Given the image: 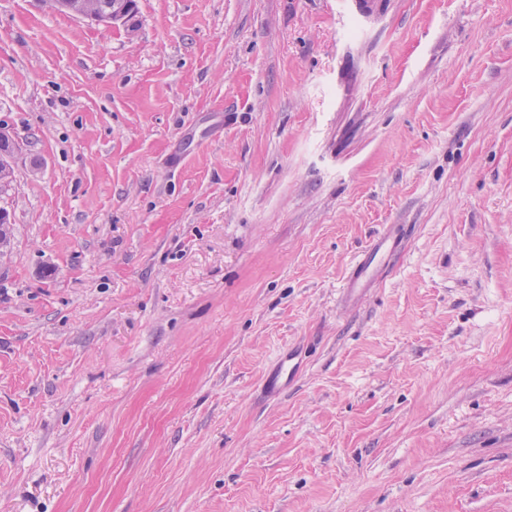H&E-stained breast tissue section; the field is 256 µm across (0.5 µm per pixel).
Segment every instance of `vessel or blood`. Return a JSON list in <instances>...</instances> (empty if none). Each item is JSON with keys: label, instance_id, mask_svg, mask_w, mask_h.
<instances>
[{"label": "vessel or blood", "instance_id": "b4317fda", "mask_svg": "<svg viewBox=\"0 0 512 512\" xmlns=\"http://www.w3.org/2000/svg\"><path fill=\"white\" fill-rule=\"evenodd\" d=\"M404 239L402 225H386L367 248L355 256L340 290L339 302L342 306L352 308L358 305L380 280L391 260L401 253ZM302 366L300 352L291 351L280 356L264 380L266 392L273 396L281 394L299 376Z\"/></svg>", "mask_w": 512, "mask_h": 512}]
</instances>
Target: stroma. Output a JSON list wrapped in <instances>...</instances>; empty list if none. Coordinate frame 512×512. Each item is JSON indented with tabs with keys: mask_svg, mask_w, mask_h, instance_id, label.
<instances>
[{
	"mask_svg": "<svg viewBox=\"0 0 512 512\" xmlns=\"http://www.w3.org/2000/svg\"><path fill=\"white\" fill-rule=\"evenodd\" d=\"M0 125V512H512V0H0ZM38 2L48 5L53 10H64L70 15L97 24L114 26L117 23L125 25L131 21V14L127 12V0H97L99 7L104 11L107 12L112 8V15L108 17L103 16L97 7L89 5L86 0H38ZM0 142L7 145V149L0 152V190L3 193L13 181V164L21 151V142L7 134L3 127H0ZM404 239L402 224H387L367 248L355 256L340 290L342 306L353 308L358 305L380 280L391 260L401 253ZM303 359L298 350L281 355L275 367L264 379V388L269 395H279L292 384L302 371Z\"/></svg>",
	"mask_w": 512,
	"mask_h": 512,
	"instance_id": "1",
	"label": "stroma"
}]
</instances>
